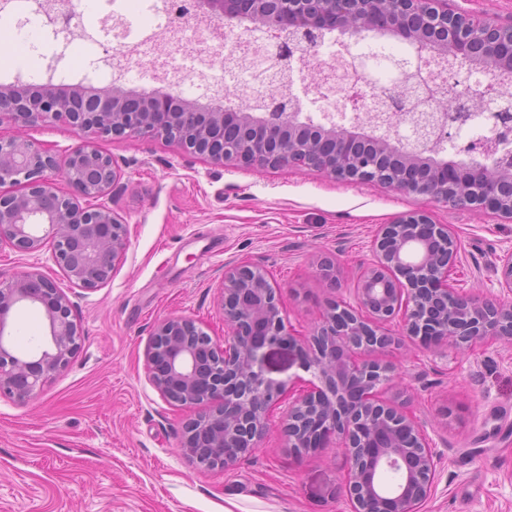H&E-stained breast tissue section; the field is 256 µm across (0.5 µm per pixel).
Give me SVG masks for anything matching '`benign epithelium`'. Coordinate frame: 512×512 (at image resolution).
Segmentation results:
<instances>
[{
	"label": "benign epithelium",
	"mask_w": 512,
	"mask_h": 512,
	"mask_svg": "<svg viewBox=\"0 0 512 512\" xmlns=\"http://www.w3.org/2000/svg\"><path fill=\"white\" fill-rule=\"evenodd\" d=\"M196 13L300 40L322 29L379 31L416 51L468 60L467 78L488 66L512 73V22H481L448 9L447 0H196ZM135 98L117 79L102 90L51 80L0 86V126L62 120L86 136L62 163L33 141L0 137V187H20L0 192V245L32 253L52 243L70 284L83 290L112 278L128 248V228L100 202L121 179L96 145L107 135L161 138L213 163L258 170L297 166L303 154L307 165L332 179L512 216V163L448 160L426 146L432 137H448L455 121L446 112L410 114L415 138L398 146L376 130L388 124L385 113L369 127L312 123L301 118L297 98L277 103L275 111L243 112L219 97L201 103L163 90L145 97L147 111H127ZM468 111L492 112L493 102L477 92ZM59 179L71 193L59 191ZM425 224L432 220L417 211L381 226L374 260L357 281V306L327 302L307 336L293 333L266 271L248 262L224 267V345L190 318L158 321L146 344V377L165 400L203 408L185 424L181 452L206 468L234 466L258 448L270 412L286 399L281 429L294 455H312L336 441L344 448L353 512H418L433 489L438 456L413 416L384 397L391 378L382 355L397 344L387 325L399 317L410 339L427 336L430 345L456 350L489 339L512 342V304L453 287L458 241L440 224H432L435 239L424 237ZM500 262L499 285L512 293V251ZM20 303L44 308L48 319L49 346L35 356L16 354L5 340L9 313ZM285 345L314 376L297 394L289 382L267 375L268 352ZM79 347L70 300L55 281L34 268L0 283V395L20 403L34 399Z\"/></svg>",
	"instance_id": "benign-epithelium-1"
}]
</instances>
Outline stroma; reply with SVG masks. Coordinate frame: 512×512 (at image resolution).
I'll return each mask as SVG.
<instances>
[{
    "instance_id": "35a3bbf8",
    "label": "stroma",
    "mask_w": 512,
    "mask_h": 512,
    "mask_svg": "<svg viewBox=\"0 0 512 512\" xmlns=\"http://www.w3.org/2000/svg\"><path fill=\"white\" fill-rule=\"evenodd\" d=\"M114 0L79 12L94 34ZM105 42L75 41L62 67L92 74ZM58 160L82 142L63 122L25 129ZM121 172L106 204L127 224L128 249L111 279L71 287L52 246H0V280L38 268L66 290L80 349L36 398L0 396V512H351L343 451L295 457L279 414L258 449L229 469H206L180 443L194 409L168 403L144 372L149 332L160 319L195 320L224 341L220 284L226 264L270 274L293 328L309 334L327 300L353 303L381 225L413 211L451 226L458 284L512 303L500 288V256L512 250V219L453 210L385 186L334 180L307 168H225L160 139H101ZM334 259L335 285L318 274ZM43 309L20 306L5 337L22 354L48 345ZM398 402L416 414L440 461L421 512H512V344L486 340L444 354L405 341L390 355Z\"/></svg>"
}]
</instances>
